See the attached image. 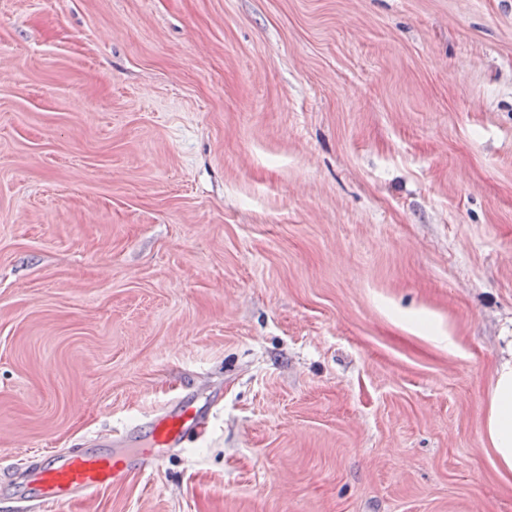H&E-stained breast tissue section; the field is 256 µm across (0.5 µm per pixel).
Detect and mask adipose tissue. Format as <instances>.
<instances>
[{
    "mask_svg": "<svg viewBox=\"0 0 512 512\" xmlns=\"http://www.w3.org/2000/svg\"><path fill=\"white\" fill-rule=\"evenodd\" d=\"M483 437L495 470L502 477H512V356L495 369Z\"/></svg>",
    "mask_w": 512,
    "mask_h": 512,
    "instance_id": "obj_1",
    "label": "adipose tissue"
}]
</instances>
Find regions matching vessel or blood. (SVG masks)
I'll use <instances>...</instances> for the list:
<instances>
[{"label":"vessel or blood","instance_id":"vessel-or-blood-1","mask_svg":"<svg viewBox=\"0 0 512 512\" xmlns=\"http://www.w3.org/2000/svg\"><path fill=\"white\" fill-rule=\"evenodd\" d=\"M206 417V412L183 403H168L150 416L151 450H131L135 431L129 428L100 437L103 450L99 453L77 448L37 456L31 468L36 493L24 498V512H38L45 503L93 498L135 473L153 468L160 461L159 449L187 447L205 425Z\"/></svg>","mask_w":512,"mask_h":512}]
</instances>
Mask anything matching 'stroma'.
Returning a JSON list of instances; mask_svg holds the SVG:
<instances>
[{"instance_id": "1", "label": "stroma", "mask_w": 512, "mask_h": 512, "mask_svg": "<svg viewBox=\"0 0 512 512\" xmlns=\"http://www.w3.org/2000/svg\"><path fill=\"white\" fill-rule=\"evenodd\" d=\"M512 0H0V469L181 398L51 512H512ZM495 369L483 423V437L495 470L512 477V351ZM208 410L199 411L185 406L183 401L167 403L152 414L148 421L151 446L155 448H187L198 430L205 425Z\"/></svg>"}]
</instances>
